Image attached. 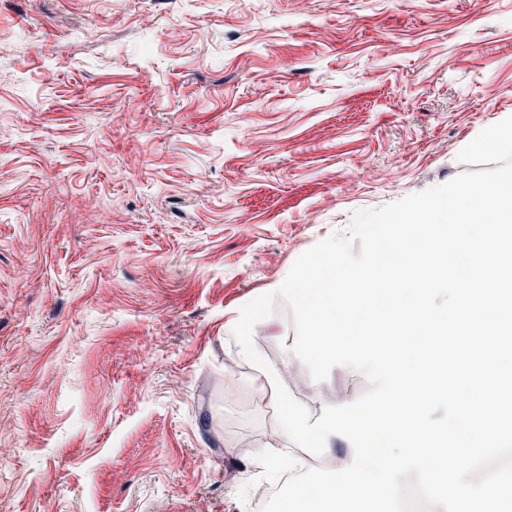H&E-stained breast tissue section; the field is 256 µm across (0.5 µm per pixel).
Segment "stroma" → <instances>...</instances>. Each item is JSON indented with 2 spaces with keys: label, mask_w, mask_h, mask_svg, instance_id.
Here are the masks:
<instances>
[{
  "label": "stroma",
  "mask_w": 512,
  "mask_h": 512,
  "mask_svg": "<svg viewBox=\"0 0 512 512\" xmlns=\"http://www.w3.org/2000/svg\"><path fill=\"white\" fill-rule=\"evenodd\" d=\"M510 116L512 0H0V512H261L225 322Z\"/></svg>",
  "instance_id": "35a3bbf8"
}]
</instances>
